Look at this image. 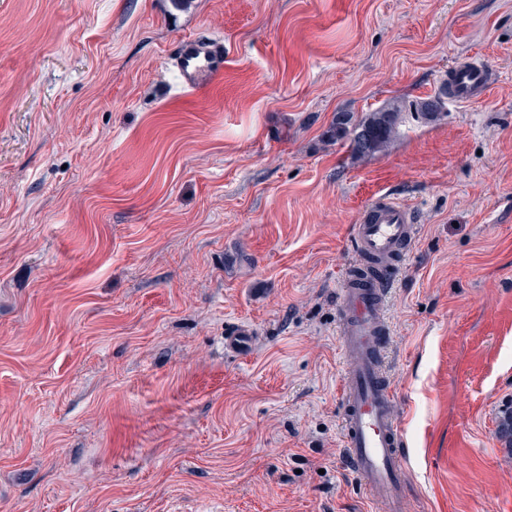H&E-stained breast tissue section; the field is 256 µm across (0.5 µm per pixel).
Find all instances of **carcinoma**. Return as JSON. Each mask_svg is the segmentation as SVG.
Wrapping results in <instances>:
<instances>
[{"label":"carcinoma","instance_id":"carcinoma-1","mask_svg":"<svg viewBox=\"0 0 512 512\" xmlns=\"http://www.w3.org/2000/svg\"><path fill=\"white\" fill-rule=\"evenodd\" d=\"M448 100L447 88L420 97L409 106H393L358 119L351 112H339L325 133L328 141L347 147L351 156L359 158L384 151L397 135L404 113L410 112L419 120L435 122L444 115Z\"/></svg>","mask_w":512,"mask_h":512}]
</instances>
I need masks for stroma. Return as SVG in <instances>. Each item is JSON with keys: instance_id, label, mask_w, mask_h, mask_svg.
I'll return each instance as SVG.
<instances>
[{"instance_id": "35a3bbf8", "label": "stroma", "mask_w": 512, "mask_h": 512, "mask_svg": "<svg viewBox=\"0 0 512 512\" xmlns=\"http://www.w3.org/2000/svg\"><path fill=\"white\" fill-rule=\"evenodd\" d=\"M185 38L224 46L196 91ZM471 55L485 98L325 142ZM385 193L407 512H512V0H0V512H374L336 297ZM253 334L245 325L232 324L224 330V351L243 354L252 347Z\"/></svg>"}]
</instances>
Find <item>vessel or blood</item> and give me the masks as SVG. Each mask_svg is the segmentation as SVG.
I'll use <instances>...</instances> for the list:
<instances>
[{
	"label": "vessel or blood",
	"instance_id": "obj_1",
	"mask_svg": "<svg viewBox=\"0 0 512 512\" xmlns=\"http://www.w3.org/2000/svg\"><path fill=\"white\" fill-rule=\"evenodd\" d=\"M176 65L183 87L198 89L224 70L222 47L196 40L181 41ZM492 70L482 59L454 61L448 68L451 100L469 103L484 97ZM418 233L408 204L387 195L378 197L351 228L354 254L380 263L405 258ZM395 276L378 273L372 280L348 274L339 290L340 351L345 361L341 378V434L344 454L363 491L380 512H405L408 487L400 463L405 443L394 412L395 394L382 360L385 340V299ZM251 330L232 324L224 331L225 351L242 354L252 346Z\"/></svg>",
	"mask_w": 512,
	"mask_h": 512
}]
</instances>
